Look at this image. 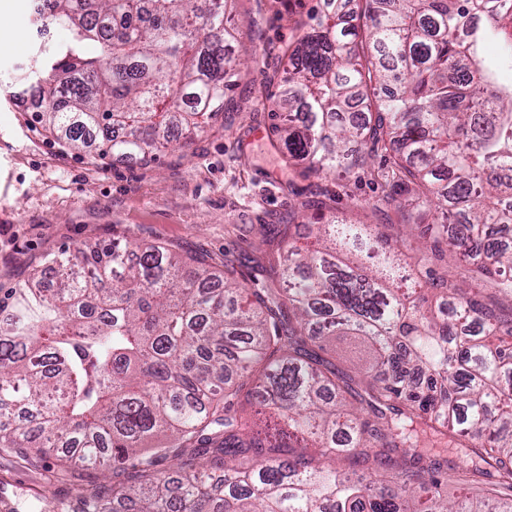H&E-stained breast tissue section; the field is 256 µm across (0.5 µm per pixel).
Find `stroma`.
<instances>
[{
  "mask_svg": "<svg viewBox=\"0 0 512 512\" xmlns=\"http://www.w3.org/2000/svg\"><path fill=\"white\" fill-rule=\"evenodd\" d=\"M316 4L232 0L230 26L249 54L227 109L183 148L144 165L70 149L45 131L27 90L43 45L34 0H11L0 26V286L24 280L44 254L90 239L128 236L203 253L220 274L228 258L239 267L267 263L263 239L273 224L290 225L306 247L312 224L383 223L370 208L382 194L373 174L387 152H367L348 174L304 178L272 146L274 95L288 67L280 47L302 35ZM111 485L95 470L66 471L0 448V512H29L44 496L77 512L81 491Z\"/></svg>",
  "mask_w": 512,
  "mask_h": 512,
  "instance_id": "35a3bbf8",
  "label": "stroma"
}]
</instances>
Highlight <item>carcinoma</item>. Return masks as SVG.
<instances>
[{
    "mask_svg": "<svg viewBox=\"0 0 512 512\" xmlns=\"http://www.w3.org/2000/svg\"><path fill=\"white\" fill-rule=\"evenodd\" d=\"M227 4L43 0L38 21L71 38L40 52V122L115 158L176 147L241 73ZM342 18L323 0L282 48L274 148L317 175L352 170L353 143L391 150L373 209L424 251L333 220L322 247L251 267L249 288L230 261L221 278L143 240L46 254L0 297V447L121 476L80 512H512V313L472 297L512 302V250L485 232L512 226V0H362L360 35ZM447 257L467 279L437 277ZM423 278L436 307L398 288ZM341 336L366 339L387 382L320 355ZM446 431L471 460L452 503L424 442ZM171 454L182 470L157 476Z\"/></svg>",
    "mask_w": 512,
    "mask_h": 512,
    "instance_id": "obj_1",
    "label": "carcinoma"
}]
</instances>
